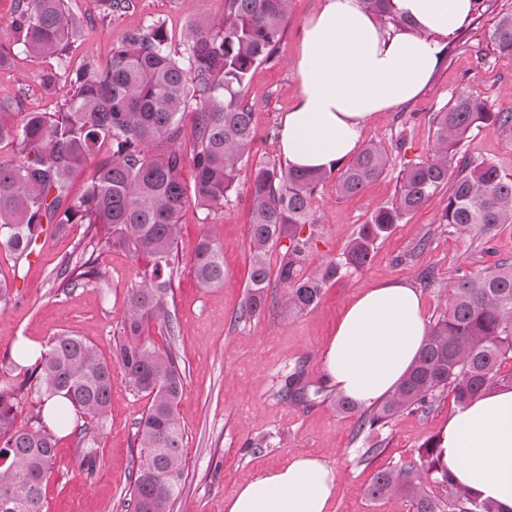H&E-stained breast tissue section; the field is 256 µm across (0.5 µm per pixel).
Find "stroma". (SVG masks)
Here are the masks:
<instances>
[{"label":"stroma","instance_id":"obj_1","mask_svg":"<svg viewBox=\"0 0 512 512\" xmlns=\"http://www.w3.org/2000/svg\"><path fill=\"white\" fill-rule=\"evenodd\" d=\"M66 4L83 21L70 54L74 71L90 62L105 66L129 32L157 22L167 30L171 52L183 55L189 26L201 17L224 13V0H133L132 8L108 17L96 0ZM321 6L322 0H290L276 59L251 74L246 101L253 112L255 139L223 208L210 213L191 203L182 213L180 263L173 274L174 327L150 328L152 342L171 348L183 372L177 416L186 468L171 512H224L225 500L240 486L298 456L317 458L335 473L329 512H411L409 498L377 502L368 497L367 488L379 470L418 462L423 443L443 432L455 406L452 396L442 395L429 413L407 412L385 426L359 431L357 414L336 407V390L324 373L325 348L347 305L378 282L398 280L418 288L430 324L459 271L477 273L512 264V224L497 227L487 237L439 223L448 197L443 190L394 225L363 270L330 281L313 310L285 315L284 290L273 280L264 309L243 314L252 172L258 162L283 158L280 128L297 94L300 30ZM508 13L512 0H487L473 12V24L443 47L421 94L396 111L380 113L365 127L362 143L379 142L394 152L392 166L381 177L350 198L337 193L335 177L318 186L312 198L314 221L301 231L308 240L305 270L338 258L375 208L396 201L404 170L430 155L437 112L450 107L457 95L483 98L495 112L512 111V57L500 55L489 40L497 20ZM55 64L52 58L19 54L11 68L0 70V101L22 115L58 111L63 95L47 94L41 85L43 74ZM459 157L492 161L510 174L512 140L492 129L476 130ZM205 233L224 248L228 279L221 288L203 287L191 268L192 250ZM85 235L82 224L41 233L34 253L21 261L0 250V281L8 285L0 299V386L13 379L9 358L21 343L42 347L66 332L90 341L108 358L121 344L128 291L138 284L137 273L147 260L100 244L94 250L96 275L77 286L60 287L57 268ZM296 372L302 375L308 399L304 405L285 394V382ZM147 406V397L129 387L120 368H113L108 420L98 442L80 439L77 417L57 432L56 462L45 481V512H128L133 464L140 453L134 436ZM374 444L380 454L367 456ZM89 452L96 458L91 471L83 466Z\"/></svg>","mask_w":512,"mask_h":512}]
</instances>
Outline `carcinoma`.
Segmentation results:
<instances>
[{"instance_id":"obj_1","label":"carcinoma","mask_w":512,"mask_h":512,"mask_svg":"<svg viewBox=\"0 0 512 512\" xmlns=\"http://www.w3.org/2000/svg\"><path fill=\"white\" fill-rule=\"evenodd\" d=\"M362 2L381 22L400 23L390 0ZM288 3L224 0L221 18L203 17L192 26L181 59L168 50L164 26L150 24L112 49L103 69L91 63L76 72L69 69L82 23L65 0H15L12 35L0 37V69L13 62L17 48L53 57L57 66L43 74L42 87L49 94L66 90L62 110L31 112L21 122L0 102V143H12L21 156L15 163L0 161V247L27 258L48 226L58 231L65 224H86L91 233L103 224L112 230L107 244L150 259L139 274L142 285L128 292L125 340L115 352L130 386L149 397L136 434L140 461L130 499L134 512H170L186 467L176 416L182 371L172 350L156 348L146 336L152 323L174 328L169 294L180 216L191 201L208 212L222 208L235 187L255 138L253 112L245 103L249 75L272 58L287 25ZM490 40L499 53L512 56V14L495 23ZM187 117L194 130L191 193L183 181L185 158L179 146ZM436 120L432 156L405 170L396 202L371 212L341 259L310 273L302 272L308 240L300 230L314 223L311 200L328 172L276 161L256 165L243 314L263 309L273 275L286 288L281 306L288 314L314 309L328 281L344 269H363L377 242L444 187L448 197L439 223L480 234L512 224L511 175L485 161L451 172L457 148L473 130L492 128L511 138L512 113L493 112L484 101L462 94ZM106 141L112 156L98 163L84 194L71 197L72 174ZM391 164L392 155L381 145H365L337 176V192L360 194ZM280 245L284 252L274 272L267 255ZM191 262L202 286L226 282L224 249L210 235L199 238ZM90 264L88 259L67 261L57 278L74 286L87 276ZM23 357L21 348L10 368L24 371V378L0 387V512H44V481L56 458L55 430L67 426L73 413L87 418L84 433L95 437L106 425L112 395V361L81 337H51L30 368L21 365ZM509 360L512 265L464 274L448 284L445 310L428 329L406 375L380 404L359 414L358 430L429 409L446 392L463 406L498 385L512 387V373L501 372ZM31 389L38 401L27 424L19 426L17 410ZM53 398L61 403L45 410ZM441 439L437 435L424 443L419 463L377 472L370 497L403 494L413 512H501L493 502L448 481Z\"/></svg>"}]
</instances>
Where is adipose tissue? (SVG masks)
I'll use <instances>...</instances> for the list:
<instances>
[{"mask_svg": "<svg viewBox=\"0 0 512 512\" xmlns=\"http://www.w3.org/2000/svg\"><path fill=\"white\" fill-rule=\"evenodd\" d=\"M473 0H391L400 25L385 24L361 0H324L303 26L295 64L298 92L280 146L290 166L329 170L352 156L379 113L417 97L438 62V40L463 24ZM428 329L419 290L386 281L345 309L324 354L326 377L362 405L392 392ZM443 460L455 482L512 512V388H497L449 414ZM333 471L313 457L261 473L225 512H328Z\"/></svg>", "mask_w": 512, "mask_h": 512, "instance_id": "1", "label": "adipose tissue"}]
</instances>
